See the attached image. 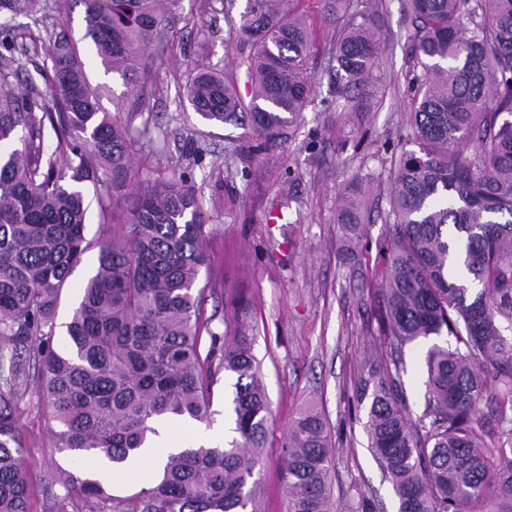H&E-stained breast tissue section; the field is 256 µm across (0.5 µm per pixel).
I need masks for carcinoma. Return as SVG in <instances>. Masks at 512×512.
<instances>
[{"instance_id": "1", "label": "carcinoma", "mask_w": 512, "mask_h": 512, "mask_svg": "<svg viewBox=\"0 0 512 512\" xmlns=\"http://www.w3.org/2000/svg\"><path fill=\"white\" fill-rule=\"evenodd\" d=\"M84 34L62 17L69 0H0V17L31 18L47 38L0 23V512H31L18 401L30 369L53 447L117 470L138 456L162 419L208 422L219 370L237 375L238 437L222 448L171 455L147 486L118 500L112 475L61 469L43 512H256L254 485L270 402L248 337L201 358L209 215L171 168L132 180L137 139L102 105L83 43L125 87L134 111L158 90L150 49H174L179 0H81ZM251 0L238 28L250 60V100L202 62L178 91L211 125H247L256 152L291 134L312 102L309 60L333 23L328 65L346 108L382 69V0ZM415 59L406 75L409 142L391 172L372 275L386 344L362 360L357 406L367 409L369 450L399 512H512V0H405ZM43 46L48 65L23 81L21 57ZM51 96L54 107L45 106ZM57 144L44 147L45 123ZM133 182L116 201L112 190ZM107 233L87 238L85 185ZM336 223L351 248L363 234L358 181L341 195ZM92 274L55 344L63 289L91 249ZM446 334L455 346L426 356L424 410L414 417L403 376L405 346ZM489 412L480 413V405ZM284 459L288 512H335L331 438L323 413L302 407ZM352 512H380L370 492Z\"/></svg>"}]
</instances>
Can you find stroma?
<instances>
[{
  "label": "stroma",
  "instance_id": "stroma-1",
  "mask_svg": "<svg viewBox=\"0 0 512 512\" xmlns=\"http://www.w3.org/2000/svg\"><path fill=\"white\" fill-rule=\"evenodd\" d=\"M248 8L249 0H226L201 16L195 0H181L176 47L157 53L166 90L150 98L145 111L112 101L123 86L93 58L89 78L109 85L102 104L112 116L149 129L137 145L135 171L145 177L177 167L203 197L212 263L202 309L211 334L225 335L232 324L249 336L271 404L269 445L255 488L263 512H287L284 436L295 411L309 402L322 409L331 431L337 512H350L360 488L374 491L384 512H398L392 486L368 451L363 422L351 413L359 365L383 341L371 275L389 226L369 208L367 235L354 257L341 247L336 210L354 174L373 178L387 191L391 160L408 148L404 76L413 60L403 0L384 2L378 25L385 65L367 95L354 102L352 122L336 110L327 54H317L310 62L315 95L292 139L244 163V129L206 124L177 98L174 85L189 65L202 61L248 94L246 57L229 26ZM447 341L431 336L405 349L413 415L423 410L426 354ZM19 426L23 465L35 489L52 484L55 468H73L72 458L51 446L37 379H30L20 402Z\"/></svg>",
  "mask_w": 512,
  "mask_h": 512
}]
</instances>
